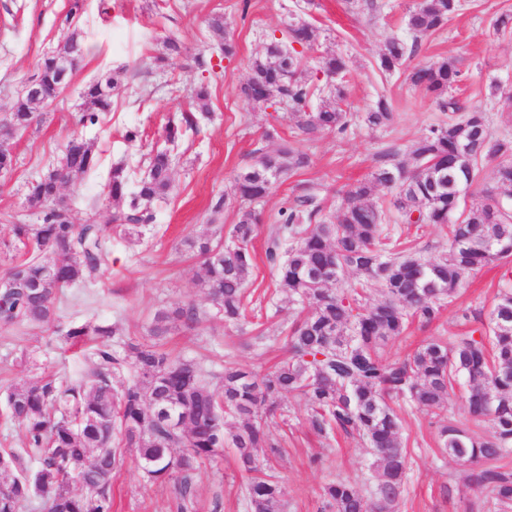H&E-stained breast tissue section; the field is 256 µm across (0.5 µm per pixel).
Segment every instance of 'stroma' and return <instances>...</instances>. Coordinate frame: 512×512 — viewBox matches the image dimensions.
<instances>
[{
	"label": "stroma",
	"instance_id": "obj_1",
	"mask_svg": "<svg viewBox=\"0 0 512 512\" xmlns=\"http://www.w3.org/2000/svg\"><path fill=\"white\" fill-rule=\"evenodd\" d=\"M374 2L375 10L352 13L344 0H84L79 26L87 53L57 105L39 110L28 130L11 140L14 163L0 177V214L19 213L26 223H39V212L26 204L27 186L55 166L67 140L79 135L94 142L100 167L73 177L61 196L73 223L91 219L111 224L123 205L102 194L110 166L122 160L131 181L143 177L148 153L162 145L172 113H196L199 130L177 147L172 187L153 205L155 222L130 235L114 232L96 280L63 289L52 325L0 327V392L47 374L70 383L92 369V345L73 349L66 342L70 325H114L121 340L145 342L157 311L184 304L194 305L201 320L175 323L168 347L199 362L211 385H219L227 362L265 370L287 358L281 331L299 307L276 288L277 273L265 259V235L250 245L253 268L245 286V316L230 325L216 315L200 288L202 260L188 242L210 234L215 225L232 229L240 214L238 203L228 200L218 213L213 203L229 192L235 176L252 164L257 152L275 149L290 137V107L260 108L243 94L252 61L288 22L305 20L319 34L314 49L302 59L304 71L321 89L308 102V111L318 110L322 92L334 83L321 70L322 56L338 53L348 64L344 108L353 119L345 133L299 142L309 164L255 202L264 225L275 224L286 203L309 187L318 189L323 215L333 219L342 204L337 188L370 179L386 154L413 166L412 144L444 115L429 94L411 86L409 68L455 59L461 71L456 94L467 109L485 113L494 134L512 132V108L503 101L512 94V32L492 30L499 14L512 13V0H464L462 10L443 29L421 39L405 68L386 76L378 69L384 41L393 33L406 36L404 16L415 0ZM69 7L70 0H0V122L44 55L61 47L56 19ZM217 17L223 18L233 40V55L218 48L210 29ZM172 38L181 43V54L168 50ZM120 65L130 69L128 89L114 97L111 112L100 123L78 126L84 87ZM494 81L501 86L496 99L489 96ZM200 88L208 93L205 115L191 97ZM381 96L390 102L395 119L389 127L373 130L363 117ZM131 127L140 132L133 142L124 138ZM390 220L401 242L410 243L424 258L447 252L446 226L425 224L415 230L401 224L398 215ZM502 273V266L492 265L467 280L438 319L428 325L413 323L403 336L390 340L386 356L403 359L424 341L468 330L463 311L491 309ZM394 407L412 458L399 512H488L480 496L467 488L466 469L442 452L435 414L400 400ZM266 431L270 447L265 454L281 483L285 512H319L324 486L338 479L355 483L365 496L373 495L377 479L369 467L367 444L355 435L315 434L301 397H283L267 417ZM246 484L234 452L224 450L193 473V512H247ZM176 497L174 483H153L143 476L134 452H127L124 465L112 475V512H175Z\"/></svg>",
	"mask_w": 512,
	"mask_h": 512
}]
</instances>
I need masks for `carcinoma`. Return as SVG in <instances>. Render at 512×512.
<instances>
[{
	"instance_id": "carcinoma-1",
	"label": "carcinoma",
	"mask_w": 512,
	"mask_h": 512,
	"mask_svg": "<svg viewBox=\"0 0 512 512\" xmlns=\"http://www.w3.org/2000/svg\"><path fill=\"white\" fill-rule=\"evenodd\" d=\"M462 9L461 0H417L405 16L412 42L390 35L379 66L391 74L414 54L422 37L435 32ZM82 4L73 0L57 19L63 45L46 56L34 73L35 91L18 96L5 123L16 135L30 126L36 108L52 106L86 54L77 27ZM315 29L290 22L285 39L271 42L253 63L244 93L252 102L269 107L286 98L299 134L314 138L325 131L343 133L349 113L347 67L342 56L322 59V70L336 77L332 96L318 111L305 107L315 94L301 69V52L315 46ZM455 61L443 58L409 71L414 87L430 94L448 122L431 127L411 147L415 168L406 182L391 175L405 170L400 163L380 167L368 182L336 194L343 204L336 221L320 218L313 188L279 212V225L269 235L266 259L277 269V288L301 305L302 316L289 327V357L272 370L255 372L232 363L224 366L222 386L212 389L194 360L173 355L162 340L170 323L193 324L198 310L191 304L158 311L150 327L151 341L126 342L121 349L103 343L95 352V367L84 379L58 384L50 377L15 385L4 396L7 413L20 422L28 451L39 461L34 471L20 466L13 451H0V472H13L3 481L0 512H22L36 496L48 499V512H112V474L125 463L131 448L143 473L154 482L178 484L177 512L193 503L191 473L203 462L234 449L240 468L254 474L246 493L250 512H283L278 482L258 477L268 460L259 449L268 447L263 415L286 394L302 396L314 432L364 438L375 456L378 473L375 500L367 501L357 486L338 480L323 489L326 512H397L401 488L410 471L411 455L402 439V423L389 401L401 399L432 411L439 418L443 451L468 468L467 486L479 493L495 512H512V270L498 289L491 312L464 311L463 318L479 327L448 342L432 340L404 360L381 355L388 340L402 335L415 321L430 324L451 303L459 286L484 267L512 257V137L495 136L483 112H466L451 91L460 82ZM125 70L115 69L88 84L82 93L77 123L95 125L112 110V98L124 86ZM393 120L384 97L364 117L374 129ZM196 131V118L181 114L165 126V146L147 158V174L127 193L128 171L112 166L104 184L106 196L128 199L127 208L113 216L117 226L147 224L152 205L171 188L177 163L175 148ZM308 163L305 154L284 142L274 152H262L241 171L233 195L241 201L266 196L278 182ZM94 144L69 140L57 166L28 185V207L39 211L40 223L28 224L8 215L16 242L27 257L14 265L0 295V324L50 325L56 320L59 293L96 278L106 261V239L112 228L93 220L71 221L60 190L76 173L97 169ZM493 168L491 180L485 170ZM478 202L462 203L465 184ZM379 185L396 191L393 206L403 224L448 226V252L425 260L413 248L385 231L386 210L373 199ZM256 215L241 211L233 225L232 243L212 246L210 238L192 242L204 257V288L224 322L244 317L245 285L253 267L249 249L260 233ZM362 277L346 284L345 275ZM374 289L380 299L366 300ZM117 335L103 325L86 322L70 327L65 338L80 342L86 336ZM467 386L466 406L477 421L490 423L484 437L459 424L448 413V398L456 385ZM77 483L80 493L71 490Z\"/></svg>"
}]
</instances>
